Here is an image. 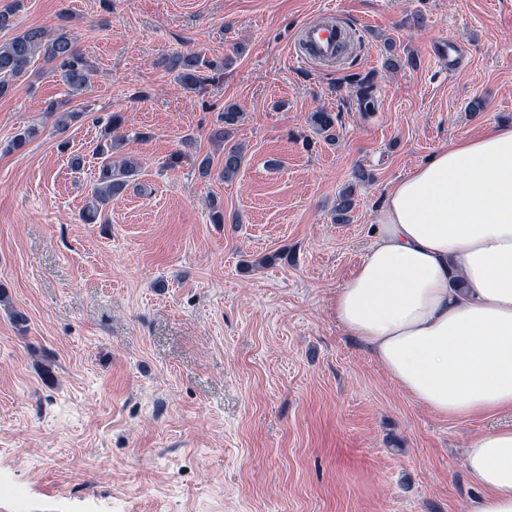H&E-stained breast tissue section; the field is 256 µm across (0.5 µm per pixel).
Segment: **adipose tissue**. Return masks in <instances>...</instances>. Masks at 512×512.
I'll return each mask as SVG.
<instances>
[{"mask_svg": "<svg viewBox=\"0 0 512 512\" xmlns=\"http://www.w3.org/2000/svg\"><path fill=\"white\" fill-rule=\"evenodd\" d=\"M333 300L398 388L444 418L512 415V123L450 142L386 192ZM467 512H512V426L477 434Z\"/></svg>", "mask_w": 512, "mask_h": 512, "instance_id": "adipose-tissue-1", "label": "adipose tissue"}]
</instances>
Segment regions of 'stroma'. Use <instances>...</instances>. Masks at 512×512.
I'll return each mask as SVG.
<instances>
[{
	"label": "stroma",
	"mask_w": 512,
	"mask_h": 512,
	"mask_svg": "<svg viewBox=\"0 0 512 512\" xmlns=\"http://www.w3.org/2000/svg\"><path fill=\"white\" fill-rule=\"evenodd\" d=\"M330 8L348 48L304 58V26ZM64 9L91 88L67 96L37 66L0 97V512H466L465 448L505 417L405 396L332 299L392 182L512 123V0H24L17 20ZM186 49L234 63L187 92L165 65ZM365 73L368 110L351 83ZM229 104L246 158L227 182L209 134ZM320 109L334 143L311 126ZM64 110L78 117L61 133ZM114 113L142 169L87 224Z\"/></svg>",
	"instance_id": "obj_1"
}]
</instances>
